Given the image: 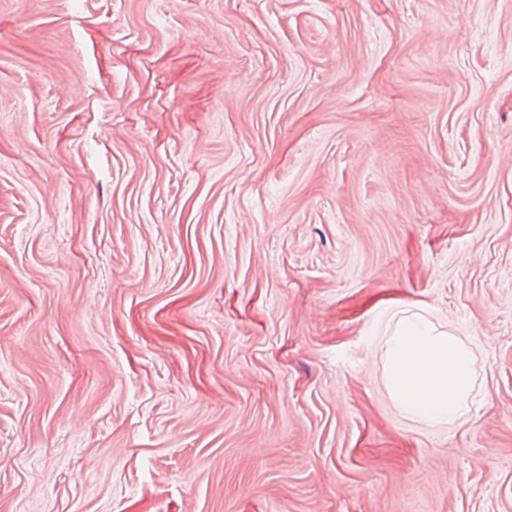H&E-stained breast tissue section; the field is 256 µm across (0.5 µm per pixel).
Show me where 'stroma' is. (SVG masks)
Instances as JSON below:
<instances>
[{"label":"stroma","instance_id":"35a3bbf8","mask_svg":"<svg viewBox=\"0 0 512 512\" xmlns=\"http://www.w3.org/2000/svg\"><path fill=\"white\" fill-rule=\"evenodd\" d=\"M0 512H512V0H0ZM383 378L395 406L410 420L445 425L465 420L474 405L471 347L423 317L398 319L384 342Z\"/></svg>","mask_w":512,"mask_h":512}]
</instances>
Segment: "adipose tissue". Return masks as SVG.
<instances>
[{
  "label": "adipose tissue",
  "instance_id": "1",
  "mask_svg": "<svg viewBox=\"0 0 512 512\" xmlns=\"http://www.w3.org/2000/svg\"><path fill=\"white\" fill-rule=\"evenodd\" d=\"M383 378L408 419L445 425L466 419L474 403L471 347L426 318H399L383 351Z\"/></svg>",
  "mask_w": 512,
  "mask_h": 512
}]
</instances>
